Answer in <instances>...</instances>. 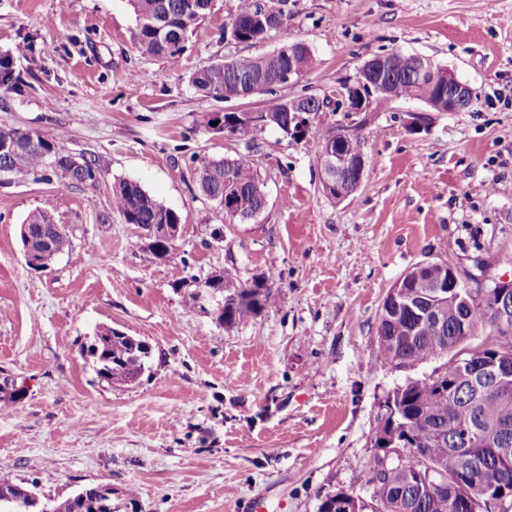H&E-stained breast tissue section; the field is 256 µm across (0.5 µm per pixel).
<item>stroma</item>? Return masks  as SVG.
<instances>
[{
	"label": "stroma",
	"mask_w": 512,
	"mask_h": 512,
	"mask_svg": "<svg viewBox=\"0 0 512 512\" xmlns=\"http://www.w3.org/2000/svg\"><path fill=\"white\" fill-rule=\"evenodd\" d=\"M231 6L212 0L174 65L133 44L129 0H0V59L21 78L0 85V125L98 168L86 183L0 175V374L25 392L0 389V463L41 499L105 486L120 504L132 487L135 512H317L338 491L369 497L359 471L407 380L376 352L389 289L427 260L465 281L512 276V0H288L286 33L256 45L225 36ZM288 39L317 66L281 95L333 96L400 51L448 68L478 103L375 113L361 185L329 199L314 141L269 129L245 147L208 124L229 101L191 84ZM205 157L249 159L267 194L255 221L230 223L200 194ZM123 180L180 215L168 260L113 208ZM35 210L69 238L45 269L19 236ZM227 269L274 305L230 328L188 311L195 279ZM105 326L149 344L135 384L97 376L87 348Z\"/></svg>",
	"instance_id": "obj_1"
}]
</instances>
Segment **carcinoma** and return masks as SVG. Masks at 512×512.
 <instances>
[{"instance_id":"carcinoma-1","label":"carcinoma","mask_w":512,"mask_h":512,"mask_svg":"<svg viewBox=\"0 0 512 512\" xmlns=\"http://www.w3.org/2000/svg\"><path fill=\"white\" fill-rule=\"evenodd\" d=\"M137 17L132 40L144 52L163 56L177 63L191 33L209 14L211 0H132ZM228 24L241 43L260 42L272 33L283 31L288 23L272 27L260 11L259 0H237ZM396 71L386 77L383 91L372 100L373 110L387 112L403 101L428 104L439 98L438 86L431 74L422 71L431 60L421 63L414 54H396ZM317 65L311 49L289 57L270 52L258 56H239L199 71L193 87L207 97L237 99L253 84H266L279 69L292 67L304 77ZM306 101L284 99L273 90L266 91L262 109L268 127L288 136V117L303 109ZM342 125L310 126L308 138L322 145L343 142ZM13 152L0 162L9 175L59 169L69 180L84 183L94 180L95 163L62 156L55 139L11 126H0V147ZM340 198L358 189L353 168L340 172ZM199 191L217 205L226 201L232 210L225 212L231 221L249 223L266 206V193L253 167L243 157L204 158L195 169ZM112 206L126 223L143 228L152 224H179L180 216L163 206L133 181H122L113 192ZM26 224L34 238L45 237L57 253L67 246L66 233L46 213L35 211ZM213 288L224 298L217 317L221 326L232 327L249 314L275 302L264 284L247 286L229 270L216 276ZM434 302V291L404 280L395 294H387L379 313L376 330L378 357L392 368L412 372L436 359H446L430 374L410 377L398 387L388 404V416L379 423L376 448L393 434L406 436L419 448L420 455L407 456L402 469L391 478L376 480L381 456H373L361 475L371 488L370 500L349 498V512H484L487 509L484 484L495 481L512 487V463L502 459V443L512 441V382L505 391L490 393L474 400L470 380L461 369L462 359L451 354L457 347L496 333V299L486 290L444 292L437 301V315L424 318L421 313ZM97 376L113 384H131L148 368L149 345L135 336L110 329L93 336L88 347ZM453 480L451 494L433 487V481ZM25 489L13 483L0 466V512H31L23 499Z\"/></svg>"}]
</instances>
